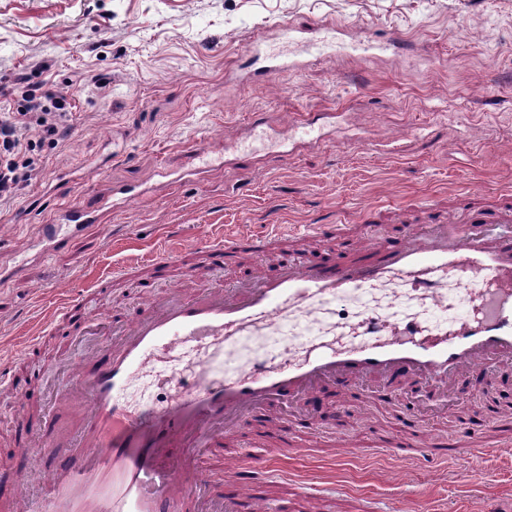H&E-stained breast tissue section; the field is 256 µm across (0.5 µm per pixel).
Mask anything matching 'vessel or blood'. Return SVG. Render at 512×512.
Wrapping results in <instances>:
<instances>
[{
  "label": "vessel or blood",
  "mask_w": 512,
  "mask_h": 512,
  "mask_svg": "<svg viewBox=\"0 0 512 512\" xmlns=\"http://www.w3.org/2000/svg\"><path fill=\"white\" fill-rule=\"evenodd\" d=\"M491 224H512V201L490 196L476 203L466 195L447 217L405 225L377 243L362 224L355 248L327 256L323 248L344 225L197 240L193 251L213 270L270 253L287 235L315 247L304 259H286L272 276L151 300L132 315L120 340L102 341L94 357L74 358L62 398L76 412L77 431L63 434L47 417L33 422L31 431L49 433L36 450L44 464L27 470L1 463L7 479L0 492L38 482L48 512H189L203 480L197 456L206 449L224 457V512H264L270 465L291 452V428L270 424L274 443L260 461L224 448L262 411L310 398L325 381L407 375L417 384L455 388L477 375L489 385L495 365L512 361V236L488 233ZM70 225L89 229V211L67 209L61 223L40 225L38 235L56 240ZM184 257L163 250L151 263L158 275L179 265L193 278ZM460 287L476 313L458 328L436 334L407 325L390 332L388 300H409L421 313L447 306ZM340 303L357 304L355 325L337 321ZM297 325L310 327L311 335L289 339L265 364L225 371L226 346L245 339L261 344ZM138 381L162 390L159 407L120 400ZM480 436L468 427L460 436L432 433L416 444L399 438L388 448L427 466L451 461L468 480L488 454Z\"/></svg>",
  "instance_id": "1"
}]
</instances>
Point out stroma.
Returning <instances> with one entry per match:
<instances>
[{"mask_svg":"<svg viewBox=\"0 0 512 512\" xmlns=\"http://www.w3.org/2000/svg\"><path fill=\"white\" fill-rule=\"evenodd\" d=\"M321 28L331 47L305 53L283 26ZM402 40L394 52L392 36ZM369 40L361 55L355 40ZM301 72H278L286 57ZM64 94L76 106L66 137L42 142L0 200V361L29 381L39 406L69 419L62 366L122 330L146 298L166 291L148 262L160 249L209 235L274 225L364 224L396 235L400 208L459 195L512 193V0H0V113L19 91ZM298 144L283 157L262 121ZM238 136L223 161L195 154ZM131 193L106 224L44 252L24 251L40 224L91 205V192ZM137 269L112 278L128 260ZM108 287H95L100 277ZM85 313L36 346L28 338L74 292ZM341 415L307 404L296 456L275 462L264 489L285 512H398L404 491L439 512L512 506V447L498 449L471 483L372 452L400 434L402 408L371 380L320 393ZM424 431L448 433L471 412L454 395L410 394ZM365 445L354 455L346 441ZM309 495L296 498L289 482Z\"/></svg>","mask_w":512,"mask_h":512,"instance_id":"1","label":"stroma"}]
</instances>
